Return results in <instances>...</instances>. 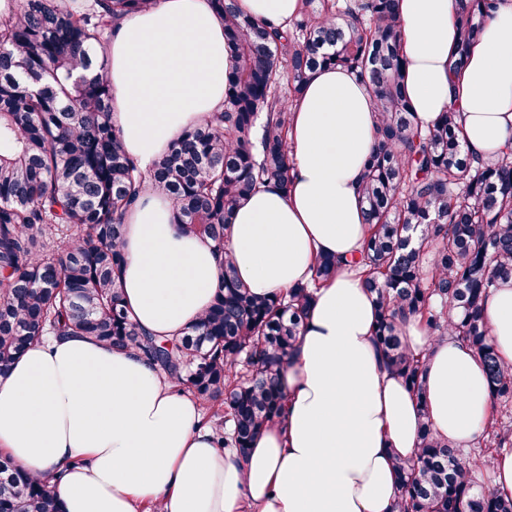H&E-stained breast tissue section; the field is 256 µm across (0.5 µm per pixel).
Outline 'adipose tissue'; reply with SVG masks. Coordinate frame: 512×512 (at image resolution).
Returning <instances> with one entry per match:
<instances>
[{"label": "adipose tissue", "instance_id": "1", "mask_svg": "<svg viewBox=\"0 0 512 512\" xmlns=\"http://www.w3.org/2000/svg\"><path fill=\"white\" fill-rule=\"evenodd\" d=\"M455 0H399L412 110L430 124L457 108L470 154L512 140V0H500L458 82ZM126 150L151 170L187 128L224 105L232 54L210 0H157L112 26L102 53ZM289 183L236 207L224 247L258 296L311 281L317 256L340 266L316 288L280 384L283 415L246 454L217 448L190 395L132 350L84 336L31 346L0 373V456L55 484L62 512H391L395 458L417 451L421 412L438 438H481L490 396L466 344L415 319L406 344L423 354V397L385 363L375 298L352 269L367 237L359 192L375 140L364 84L327 67L305 86L289 132ZM121 287L147 332L175 338L211 305L212 244L181 232L173 204L146 188L126 215ZM500 360L512 364V281L483 305Z\"/></svg>", "mask_w": 512, "mask_h": 512}]
</instances>
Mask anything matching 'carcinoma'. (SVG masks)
Segmentation results:
<instances>
[{
  "instance_id": "obj_1",
  "label": "carcinoma",
  "mask_w": 512,
  "mask_h": 512,
  "mask_svg": "<svg viewBox=\"0 0 512 512\" xmlns=\"http://www.w3.org/2000/svg\"><path fill=\"white\" fill-rule=\"evenodd\" d=\"M155 0H14L0 15V373L53 333L133 350L194 396L220 448L243 452L281 416L280 372L313 300L309 285L256 297L224 240L234 209L275 181L288 187L291 109L314 73L340 66L366 85L376 146L360 181L368 236L356 264L375 295L376 340L416 393L423 358L401 335L413 317L429 334L472 347L494 413L465 454L437 439L422 412L415 457L397 461L394 512H512L482 489L488 448H512V367L499 360L482 306L512 280V144L492 160L467 151L457 113L416 121L405 86L397 0H299L282 30L211 0L233 63L224 109L184 131L149 174L129 157L96 46L112 22ZM498 0H457L448 59L460 78ZM288 86L283 92L282 86ZM167 195L175 223L208 239L219 262L211 306L178 338L143 330L124 305L125 215L145 184ZM321 257L313 285L336 274ZM0 512H59L54 487L0 457Z\"/></svg>"
}]
</instances>
